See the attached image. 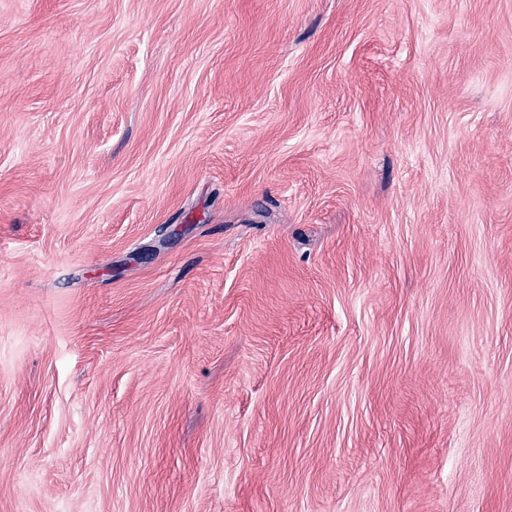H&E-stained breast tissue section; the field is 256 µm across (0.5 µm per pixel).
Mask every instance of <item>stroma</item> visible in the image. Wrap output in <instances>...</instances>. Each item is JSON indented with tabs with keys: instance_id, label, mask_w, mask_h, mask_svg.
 <instances>
[{
	"instance_id": "35a3bbf8",
	"label": "stroma",
	"mask_w": 512,
	"mask_h": 512,
	"mask_svg": "<svg viewBox=\"0 0 512 512\" xmlns=\"http://www.w3.org/2000/svg\"><path fill=\"white\" fill-rule=\"evenodd\" d=\"M0 512H512V0H0Z\"/></svg>"
}]
</instances>
